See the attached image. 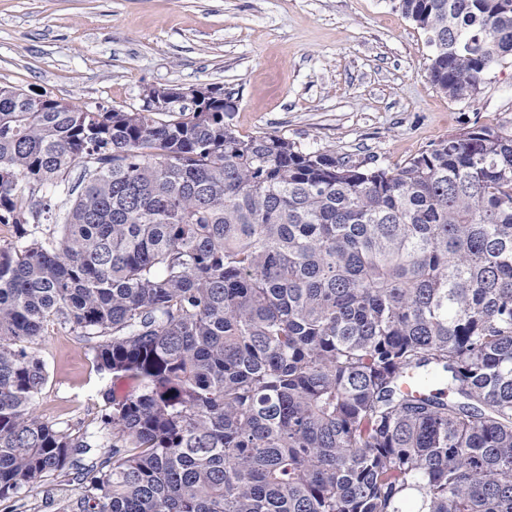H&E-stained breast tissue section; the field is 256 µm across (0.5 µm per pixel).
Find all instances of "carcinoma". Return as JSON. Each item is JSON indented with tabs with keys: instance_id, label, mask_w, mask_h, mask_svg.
Segmentation results:
<instances>
[{
	"instance_id": "carcinoma-1",
	"label": "carcinoma",
	"mask_w": 512,
	"mask_h": 512,
	"mask_svg": "<svg viewBox=\"0 0 512 512\" xmlns=\"http://www.w3.org/2000/svg\"><path fill=\"white\" fill-rule=\"evenodd\" d=\"M468 102L512 0H398ZM0 86V504L57 512H512V125L394 170L241 136L197 109ZM38 202L43 221L17 216ZM53 324L89 345L107 456L40 419ZM69 477H57L56 475H49L42 478L34 487L31 492L27 493V497L22 502L26 506L20 510H28L41 503V499L46 495V492L54 494H61L64 497L77 498L82 488L76 481H69Z\"/></svg>"
}]
</instances>
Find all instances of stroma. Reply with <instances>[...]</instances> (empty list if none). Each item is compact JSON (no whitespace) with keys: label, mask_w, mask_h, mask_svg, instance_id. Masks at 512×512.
<instances>
[{"label":"stroma","mask_w":512,"mask_h":512,"mask_svg":"<svg viewBox=\"0 0 512 512\" xmlns=\"http://www.w3.org/2000/svg\"><path fill=\"white\" fill-rule=\"evenodd\" d=\"M426 35L398 0H0V86L85 108L138 110L150 86L218 85L242 136L276 135L393 169L448 135L512 123V60L472 102L428 77ZM46 365L45 422L94 429L104 392L75 333L28 343Z\"/></svg>","instance_id":"1"}]
</instances>
